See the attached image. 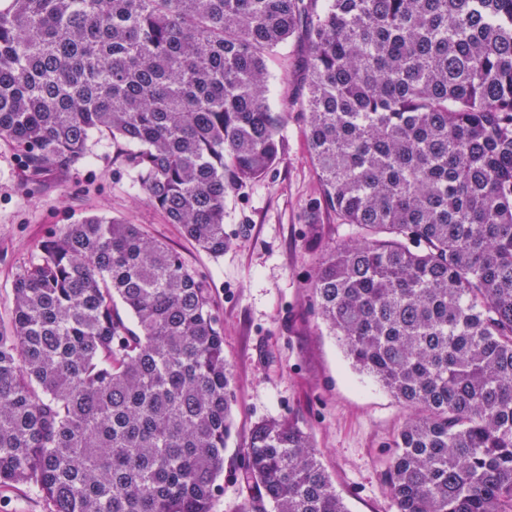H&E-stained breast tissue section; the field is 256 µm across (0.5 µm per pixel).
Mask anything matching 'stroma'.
<instances>
[{
    "label": "stroma",
    "mask_w": 512,
    "mask_h": 512,
    "mask_svg": "<svg viewBox=\"0 0 512 512\" xmlns=\"http://www.w3.org/2000/svg\"><path fill=\"white\" fill-rule=\"evenodd\" d=\"M303 54L287 44L270 62V101L302 89ZM280 163L262 180L229 192L224 229L229 245L213 256L167 223L112 161V148L71 169L31 177L21 153L0 139V322L13 309L16 275L40 256L49 232L88 215L139 225L165 243L209 288L224 328V354L236 401L213 512H272L243 480V450L262 419L298 417L350 512H394L381 480L382 447L408 415L372 377L355 371L338 337L314 312L309 281L322 254L356 237L318 202L320 186L299 112L289 111ZM321 226L308 235L309 220Z\"/></svg>",
    "instance_id": "obj_1"
}]
</instances>
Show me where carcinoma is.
<instances>
[{
	"instance_id": "1",
	"label": "carcinoma",
	"mask_w": 512,
	"mask_h": 512,
	"mask_svg": "<svg viewBox=\"0 0 512 512\" xmlns=\"http://www.w3.org/2000/svg\"><path fill=\"white\" fill-rule=\"evenodd\" d=\"M297 39L303 93L269 100ZM296 109L323 205L317 315L411 414L381 472L395 512H512V0H0V138L41 175L102 140L203 250ZM125 305L133 319L117 314ZM234 392L208 288L137 224L41 245L0 325V487L48 512H212ZM274 512H348L311 435L256 423Z\"/></svg>"
}]
</instances>
